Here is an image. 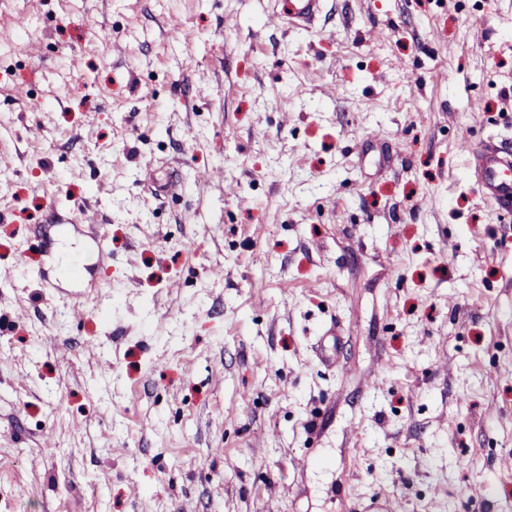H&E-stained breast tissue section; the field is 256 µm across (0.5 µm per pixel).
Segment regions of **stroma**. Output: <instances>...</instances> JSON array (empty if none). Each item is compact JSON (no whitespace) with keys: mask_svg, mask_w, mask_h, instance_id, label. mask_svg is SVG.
<instances>
[{"mask_svg":"<svg viewBox=\"0 0 512 512\" xmlns=\"http://www.w3.org/2000/svg\"><path fill=\"white\" fill-rule=\"evenodd\" d=\"M266 7L0 0V512H512V211L460 148L512 154V0ZM84 203L76 319L35 232ZM322 2L323 0H287L285 8L278 10L277 6H273L268 9L267 15L281 21L287 17L289 24L306 26L321 11Z\"/></svg>","mask_w":512,"mask_h":512,"instance_id":"1","label":"stroma"}]
</instances>
